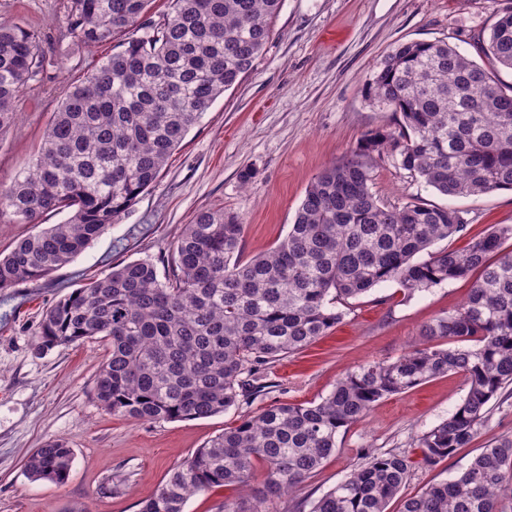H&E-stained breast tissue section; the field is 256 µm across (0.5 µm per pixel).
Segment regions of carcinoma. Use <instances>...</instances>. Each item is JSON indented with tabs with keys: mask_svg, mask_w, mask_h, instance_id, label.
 <instances>
[{
	"mask_svg": "<svg viewBox=\"0 0 512 512\" xmlns=\"http://www.w3.org/2000/svg\"><path fill=\"white\" fill-rule=\"evenodd\" d=\"M153 0H66L70 34L110 44L59 102L32 166L0 187V224H36L69 211L0 257V290L38 281L70 263L150 189L188 131L224 91L250 72L272 35L281 0H170L158 21ZM480 52L512 70V11ZM50 60L40 35L0 22V136L15 123L22 89ZM367 97L400 115L398 130L365 135L350 158L319 173L288 234L242 259L244 224L222 209L199 211L170 244L159 279L149 260L120 263L43 313L41 348L96 336L108 354L95 393L109 414L136 422L207 418L240 404L248 378L327 335L336 304L389 281L408 291L475 276L463 305L425 326L392 362L346 373L321 401L277 403L224 429L174 468L139 512H184L187 500L226 484L249 498L219 512H270L336 452V435L375 403L448 373L468 390L456 411L425 434L422 461L437 463L487 427L492 405L512 395V224L461 250H430L467 233L462 212L423 202L384 205L371 191L373 155L387 153L452 197L512 190V85L444 41L398 45L366 82ZM426 259H421L422 254ZM450 346H443V342ZM73 448L50 438L25 462L34 480L63 483ZM412 468L399 452L365 457L309 502V512H386ZM512 489V439L489 444L454 478L402 500L400 512H503Z\"/></svg>",
	"mask_w": 512,
	"mask_h": 512,
	"instance_id": "cac0c4a2",
	"label": "carcinoma"
}]
</instances>
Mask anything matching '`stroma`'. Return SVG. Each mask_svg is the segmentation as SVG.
<instances>
[{
	"label": "stroma",
	"mask_w": 512,
	"mask_h": 512,
	"mask_svg": "<svg viewBox=\"0 0 512 512\" xmlns=\"http://www.w3.org/2000/svg\"><path fill=\"white\" fill-rule=\"evenodd\" d=\"M63 3L0 0V19L39 32L53 62L23 90L19 117L0 138V185L28 168L58 102L111 52L67 34ZM508 10L512 0H282L253 69L202 115L137 204L69 264L0 291V512H138L172 468L241 416L280 401H321L347 371L396 360L419 341L424 325L460 307L471 280L412 293L380 284L349 300L329 334L267 365L239 407L197 420L142 423L107 414L95 394L104 343L93 338L46 350L37 340L48 306L112 266L149 260L166 276L169 245L199 210L239 216L244 257L276 246L325 167L350 155L368 132L397 128L398 114L363 92L394 46L444 40L475 60L479 43ZM246 170L252 177L245 183ZM371 190L385 204L459 209L473 235L512 224V191L444 196L387 154L374 164ZM466 392L464 376L448 374L381 400L363 421L340 430L335 454L277 502V512L321 497L369 453L394 450L412 459L406 496L453 478L488 442L512 438L511 398L494 406L484 433L468 447L424 464L416 440L447 419ZM50 438L67 439L74 450L61 484L33 480L24 468Z\"/></svg>",
	"instance_id": "35a3bbf8"
}]
</instances>
